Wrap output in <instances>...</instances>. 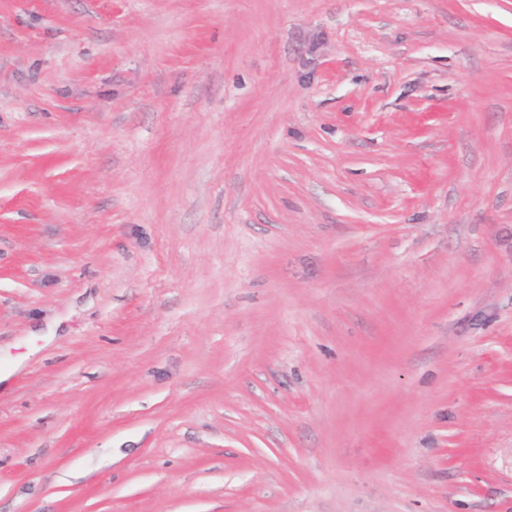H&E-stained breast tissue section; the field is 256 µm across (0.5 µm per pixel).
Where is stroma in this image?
<instances>
[{
    "label": "stroma",
    "instance_id": "stroma-1",
    "mask_svg": "<svg viewBox=\"0 0 512 512\" xmlns=\"http://www.w3.org/2000/svg\"><path fill=\"white\" fill-rule=\"evenodd\" d=\"M0 512H512V0H0Z\"/></svg>",
    "mask_w": 512,
    "mask_h": 512
}]
</instances>
